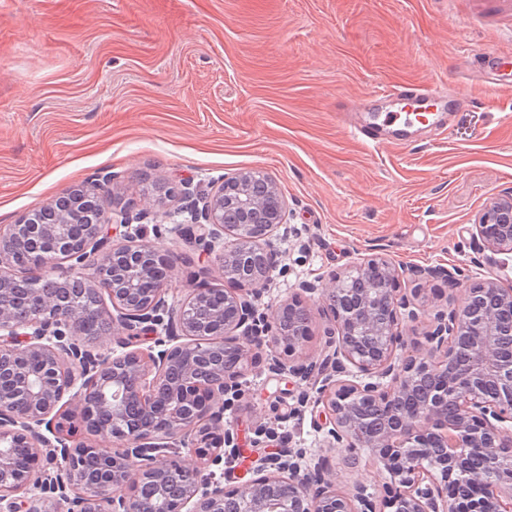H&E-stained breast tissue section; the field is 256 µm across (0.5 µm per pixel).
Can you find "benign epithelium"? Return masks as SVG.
<instances>
[{"label": "benign epithelium", "instance_id": "7a95c632", "mask_svg": "<svg viewBox=\"0 0 512 512\" xmlns=\"http://www.w3.org/2000/svg\"><path fill=\"white\" fill-rule=\"evenodd\" d=\"M123 190L105 174L49 199L37 220L0 225V512H228L229 499L233 512H512V283L471 284L454 264L443 275L463 300L407 333L420 289L403 292L406 269L374 250L299 282L314 306L291 298L265 311L276 241L297 231L276 183L249 170L211 193L185 187L192 207L168 216L233 284L182 297L181 257L146 239L143 213L112 208ZM89 198L98 212L85 224ZM475 231L512 256V193L491 200ZM317 313L337 324L319 362L302 353ZM145 334L154 341L142 349ZM264 347L283 353L280 373L319 376L317 396L298 401L328 447L373 460L383 495L359 478L339 486L321 457L294 448L224 489L214 468L240 444L224 412L245 398L242 376ZM79 431L95 441H75ZM183 448L193 463L164 455Z\"/></svg>", "mask_w": 512, "mask_h": 512}]
</instances>
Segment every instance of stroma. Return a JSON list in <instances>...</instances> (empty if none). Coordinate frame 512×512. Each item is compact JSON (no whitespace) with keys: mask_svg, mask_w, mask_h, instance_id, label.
Wrapping results in <instances>:
<instances>
[{"mask_svg":"<svg viewBox=\"0 0 512 512\" xmlns=\"http://www.w3.org/2000/svg\"><path fill=\"white\" fill-rule=\"evenodd\" d=\"M512 74V0H0V225L107 169L138 207L188 181L211 192L258 169L279 186L299 234L277 242L284 274L259 299L272 309L302 280L329 277L372 247L409 267L465 263L474 223L512 190V88L486 93L487 51ZM435 83L474 105L443 128L414 125L374 146L336 115L383 121L385 89ZM173 286L226 287L181 237ZM255 351L246 396L225 423L244 430L225 487L261 455L260 423L307 454L327 450L295 378Z\"/></svg>","mask_w":512,"mask_h":512,"instance_id":"stroma-1","label":"stroma"}]
</instances>
